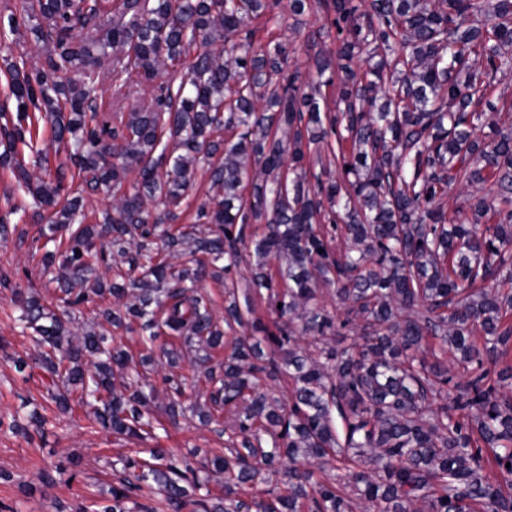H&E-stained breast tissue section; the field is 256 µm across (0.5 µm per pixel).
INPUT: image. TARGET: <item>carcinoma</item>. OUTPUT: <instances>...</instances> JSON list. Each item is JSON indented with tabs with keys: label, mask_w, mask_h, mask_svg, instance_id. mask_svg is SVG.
<instances>
[{
	"label": "carcinoma",
	"mask_w": 512,
	"mask_h": 512,
	"mask_svg": "<svg viewBox=\"0 0 512 512\" xmlns=\"http://www.w3.org/2000/svg\"><path fill=\"white\" fill-rule=\"evenodd\" d=\"M313 1V38L335 34L338 61L320 49L304 73L288 66L287 42L257 35L282 23L279 0H112L106 11L19 0L8 16V34L42 45L44 64L8 66L16 112L0 113V167L54 209L42 265L56 292L49 307L14 289L38 347L14 368L41 369L60 412L76 394L101 430L127 438L155 429L148 373L159 368L169 421L231 415L209 459L223 496L151 448L121 460L112 503L77 512H181L202 490L206 512H512V130L488 118L512 73V0H288V18L300 25ZM107 59L117 91H156L149 106L98 117ZM333 87L332 110L321 103ZM38 117L66 156L54 168L34 148ZM200 172L215 201L197 210L201 229L181 223ZM487 182L469 213L445 208L451 189ZM100 188L112 204L89 215L84 193ZM249 224L266 233L246 239ZM245 250L249 288L241 301L224 286L219 318L199 283L224 279ZM321 283L336 309L317 302ZM252 295L283 318L277 331L252 319ZM135 324L139 357L114 337ZM166 337L205 351L194 367L207 401L175 374L183 355L157 344ZM282 381L286 404L267 391ZM47 423L34 411L9 429ZM144 487L161 506L128 507Z\"/></svg>",
	"instance_id": "obj_1"
}]
</instances>
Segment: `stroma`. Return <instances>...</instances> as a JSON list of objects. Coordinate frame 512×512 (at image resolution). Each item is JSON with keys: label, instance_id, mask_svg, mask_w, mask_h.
Wrapping results in <instances>:
<instances>
[{"label": "stroma", "instance_id": "1", "mask_svg": "<svg viewBox=\"0 0 512 512\" xmlns=\"http://www.w3.org/2000/svg\"><path fill=\"white\" fill-rule=\"evenodd\" d=\"M319 25V16L314 13L306 16L300 27L271 24L260 35L266 40L292 43L296 51L289 64L304 70L308 67V37ZM21 58L36 66L42 52L27 38L0 42V111L15 109L6 69L8 62ZM149 98L146 89L116 91L107 74L98 91L97 112L102 117L131 112L140 109ZM0 220L14 227L7 238H0V471L10 475L9 480H0V512H76L79 506L104 500L112 486L119 483L123 471L116 464L118 458L136 452L145 459L157 446L188 457L198 475L208 476L212 494H221L223 475L208 473L206 468L210 450L224 445L217 424L204 427L197 418L186 417L174 424L166 423L156 438L128 440L93 430L90 406H76L60 413L46 398L40 369L23 373L14 369L10 361L13 354L34 350L16 322L14 286L22 285L45 302L54 296V288L41 270L44 233L53 213L37 208L12 169L0 168ZM33 410L48 417L44 431L33 430L21 436L8 430L13 418ZM72 458L80 461L75 476L59 473V466Z\"/></svg>", "mask_w": 512, "mask_h": 512}]
</instances>
